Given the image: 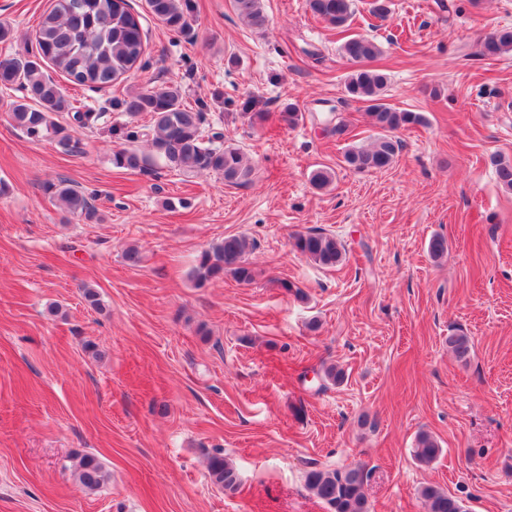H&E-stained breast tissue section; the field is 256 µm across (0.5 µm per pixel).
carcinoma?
Segmentation results:
<instances>
[{"label": "carcinoma", "mask_w": 512, "mask_h": 512, "mask_svg": "<svg viewBox=\"0 0 512 512\" xmlns=\"http://www.w3.org/2000/svg\"><path fill=\"white\" fill-rule=\"evenodd\" d=\"M238 16L255 28L267 23L263 0H233ZM353 0H308L312 14L338 30L349 26ZM150 14L165 28L175 33L190 31L194 18V0H147ZM344 56L355 63L372 61L381 54L380 46L371 38L349 35L341 45ZM512 53V29L492 30L480 41L479 54L494 59ZM144 55V31L140 16L131 11L128 0H55L54 6L39 23L33 47L22 54L0 58V88L16 89L22 96L10 102L11 124L35 140L49 137L66 154L83 150L78 131L91 129L106 117L104 112L81 111L63 92L60 85L45 74L43 64L52 63L75 85L91 89L103 88L141 63ZM388 79L379 69L358 68L347 76L345 89L354 100L365 105L377 137L367 146L351 147L344 153V163L354 171L369 172L388 168L399 145L394 133L419 124L417 112L399 110L385 102ZM110 106L136 117L151 116V144L166 166L183 174L214 172L226 185L251 181L254 168L246 155L233 143L224 142V134L206 137L204 105L183 103L177 85L150 87ZM150 157L133 147L113 153L112 164L128 170H144ZM502 187L512 191V162L491 157ZM334 181L328 167L314 170L311 184L325 189ZM62 208L86 221L96 219L93 195L64 180L46 187ZM293 247L314 263L333 268L342 263L345 245L334 236L319 231L292 235ZM253 242L245 235H231L203 251L193 271L201 285L211 279L231 275L237 282L249 284L255 270L247 256ZM448 347L459 360L470 356V337L462 331L448 336ZM441 453L437 440L427 432L417 435L414 459L423 465L433 462ZM211 481L226 490L238 487V474L233 464L222 456L208 462ZM368 474L363 467L312 469L306 475L307 489L328 506L330 512H369L365 494ZM78 480L89 491L99 489L108 472L99 459L84 455L78 463ZM427 512H466L462 501L449 492L426 485L419 490Z\"/></svg>", "instance_id": "carcinoma-1"}]
</instances>
